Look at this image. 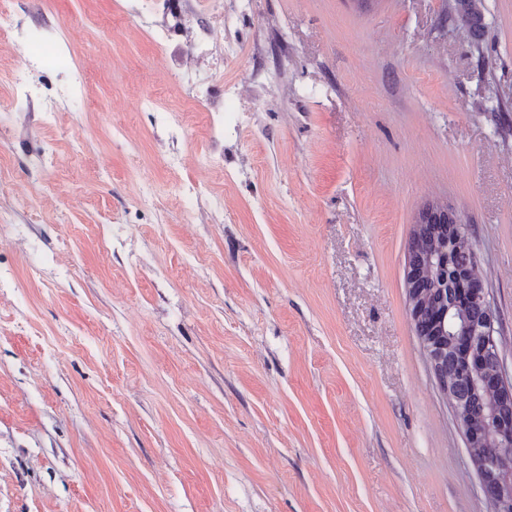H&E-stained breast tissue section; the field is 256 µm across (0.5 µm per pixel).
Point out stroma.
<instances>
[{
    "label": "stroma",
    "mask_w": 512,
    "mask_h": 512,
    "mask_svg": "<svg viewBox=\"0 0 512 512\" xmlns=\"http://www.w3.org/2000/svg\"><path fill=\"white\" fill-rule=\"evenodd\" d=\"M222 3L238 54L190 69L212 0H18L64 59L27 106L0 40V181L27 196L0 195V512H490L405 273L444 201L512 376V0H482L481 52L453 0ZM67 64L84 92L50 120ZM231 84L255 107L217 139Z\"/></svg>",
    "instance_id": "1"
}]
</instances>
